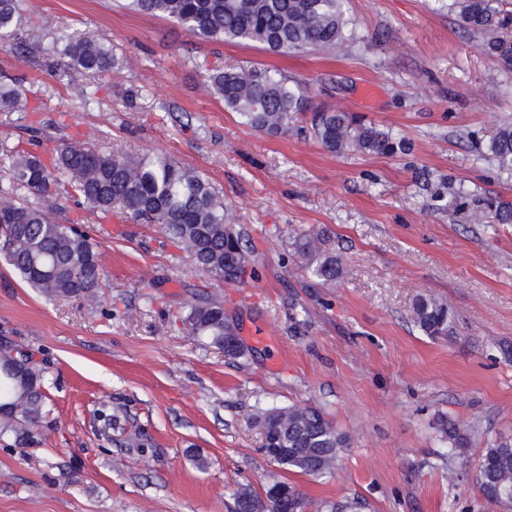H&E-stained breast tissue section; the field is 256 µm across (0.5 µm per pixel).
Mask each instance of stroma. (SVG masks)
Segmentation results:
<instances>
[{
	"label": "stroma",
	"instance_id": "1",
	"mask_svg": "<svg viewBox=\"0 0 512 512\" xmlns=\"http://www.w3.org/2000/svg\"><path fill=\"white\" fill-rule=\"evenodd\" d=\"M452 2L347 0L355 43L281 56L201 42L120 0H26L32 47L59 26L110 42L118 63L59 76L56 58L24 64L0 49V77L30 105L0 112V148L34 127L45 156L63 141L166 153L223 193L255 272L239 285L201 276L159 226L119 209L101 219L57 187L53 217L90 236L103 286L92 305L50 299L0 258V347L31 358L48 410L38 444L0 435V512H232L237 490L261 496L277 481L366 512H512L475 480L486 440L512 438V224L468 220L478 200L512 202L485 154L512 122V71ZM223 65L280 71L309 85L311 110L357 113L412 148L332 154L304 114L285 136L252 131L209 90ZM77 84L93 90L89 107ZM311 228L342 261L336 284L307 285L295 243ZM420 295L447 301L450 336L414 327ZM197 297L237 320L244 356L183 327ZM289 405L321 407L350 436L330 476L264 455L255 419ZM446 420L466 447L441 440Z\"/></svg>",
	"mask_w": 512,
	"mask_h": 512
}]
</instances>
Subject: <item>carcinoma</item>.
<instances>
[{
  "label": "carcinoma",
  "instance_id": "carcinoma-1",
  "mask_svg": "<svg viewBox=\"0 0 512 512\" xmlns=\"http://www.w3.org/2000/svg\"><path fill=\"white\" fill-rule=\"evenodd\" d=\"M129 10L162 16L206 43L242 40L277 54L300 50H333L353 38L346 0H125ZM467 28L482 35V48L512 70V43L498 35L503 25L492 0H457ZM0 47L30 62L22 0H0ZM65 70L104 75L117 63L112 46L78 32L65 33L44 48ZM210 88L224 108L241 123L269 136L288 134L305 110L306 86L268 68H215ZM28 110L26 91L16 82H0V112ZM317 140L331 153L394 156L406 151L405 139L351 112H315L311 119ZM488 149L499 175L512 181V123L503 124ZM9 186L0 187V254L31 287L49 298L95 299L103 287L102 269L88 235L51 221L47 211L28 197H49L65 184L77 202L108 216L120 207L144 224H157L188 252L197 271L226 284L241 281L252 263L246 232L229 221V207L217 188L196 170L165 153L114 155L94 143H64L50 157L28 150L9 156ZM297 252L318 285H331L343 275L340 259L319 249V234H303ZM414 325L434 339L451 330L448 303L420 295L412 306ZM182 324L218 346L237 326L224 315V305L206 299L187 304ZM40 375L30 365L17 374L12 356L0 355V434L10 433L20 445L37 442L45 417ZM263 436H277L284 450L264 444L272 461L316 477L333 473L348 437L316 406L271 407L261 413ZM479 491L491 504L512 502V439L488 440L476 471ZM308 507L285 482L271 485L261 498L249 489L235 493V506L250 499L253 512H282L289 497Z\"/></svg>",
  "mask_w": 512,
  "mask_h": 512
}]
</instances>
